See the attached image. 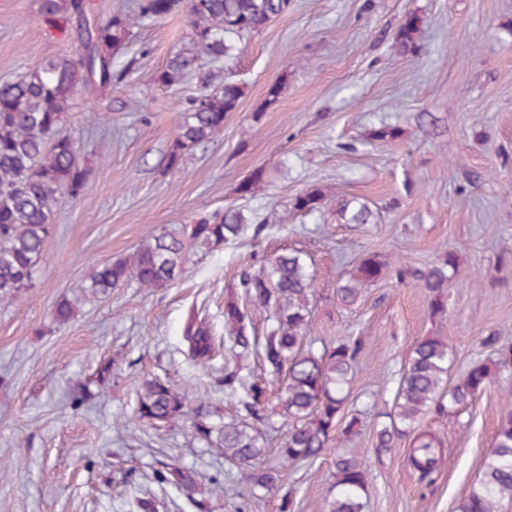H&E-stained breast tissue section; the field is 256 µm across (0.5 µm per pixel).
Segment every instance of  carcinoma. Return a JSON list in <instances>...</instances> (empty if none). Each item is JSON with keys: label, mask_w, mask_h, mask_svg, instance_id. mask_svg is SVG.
Returning a JSON list of instances; mask_svg holds the SVG:
<instances>
[{"label": "carcinoma", "mask_w": 512, "mask_h": 512, "mask_svg": "<svg viewBox=\"0 0 512 512\" xmlns=\"http://www.w3.org/2000/svg\"><path fill=\"white\" fill-rule=\"evenodd\" d=\"M290 7V0H137L136 18L115 14L97 18L92 0H39V14L46 25L61 34L73 22L84 27L80 60L49 58L16 80L0 81V303H9L33 284L51 233L52 218L64 194L81 195L93 170L81 160L82 145L64 130L65 116L79 89L101 92L112 87L115 58L126 49L133 20H154L185 9L192 18L194 35L202 52L215 59L229 58L236 40L259 32ZM421 19L408 16L398 27L399 51L413 52ZM189 63L181 56L170 60L155 75L167 86L184 78ZM210 72L202 78L203 90L188 99L185 117L173 139L167 164L181 165L199 145L224 129V117L234 111L243 95L237 83L221 81ZM324 195L315 189L295 198L293 208L313 215L322 208ZM336 216L343 224H368L369 205L359 198H342ZM254 225L253 239L265 230L257 214L227 208L190 224L164 230L145 239L132 262L115 261L96 267L79 293L64 295L55 303L54 322L65 324L81 299L106 296L130 281L142 288H165L185 270L192 248L210 247L240 238ZM457 273L453 253L441 251L423 268L391 265L377 255L365 257L352 279L336 289V298L352 306L365 288L387 275L400 282H414L425 290L434 318L447 312L445 290ZM239 293L224 304V395L236 401L235 414L226 419L217 407L202 402L190 406L188 395L168 381H145L138 393L136 416L157 427L188 421L192 435L208 448L224 453V460L248 469L244 489L237 492L238 512H250L259 492L270 491L280 481L279 466L313 462L338 436L359 434L360 420L347 417L349 386L364 350L361 337L326 341L308 336V311L314 296V275L308 256L291 250L266 261L257 271L239 274ZM273 312L263 339L253 334L248 308ZM183 338L187 357L206 366L217 348L211 324L200 315L187 320ZM258 350L266 370L278 380L277 401L288 418V433L274 449L278 464L265 462L267 448L259 429L271 424L269 391L263 378L241 374L239 359ZM454 351L441 336L420 337L399 378L391 426L375 434V448L392 447L394 437L426 413L455 414L471 405L493 382L495 372L484 361L466 366L450 380ZM446 454L444 440L435 433L413 437L408 463L427 485L441 469ZM152 480L193 496L200 493L193 470L165 463L153 470ZM370 474L357 457L336 452V494L328 512H365ZM512 500V409L501 420L494 448L486 455L481 478L469 489L457 512H496L504 499Z\"/></svg>", "instance_id": "obj_1"}]
</instances>
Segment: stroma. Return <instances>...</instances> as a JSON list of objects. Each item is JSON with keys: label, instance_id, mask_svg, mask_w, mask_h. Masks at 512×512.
<instances>
[{"label": "stroma", "instance_id": "obj_1", "mask_svg": "<svg viewBox=\"0 0 512 512\" xmlns=\"http://www.w3.org/2000/svg\"><path fill=\"white\" fill-rule=\"evenodd\" d=\"M411 14L423 24L416 50L404 54L395 33ZM79 49L77 30L48 34L38 0H0V80L49 57L77 58ZM177 55L194 62L184 81L155 83ZM114 68L121 80L76 96L67 118L93 154L94 174L83 194L60 200L32 287L0 305V512H126L116 483L136 496L170 461L210 488L212 512H236L241 468L193 439L187 423L156 429L139 421L137 391L159 376L231 416L215 384L223 353L204 368L183 354L187 315L198 310L223 331L239 270L290 250L312 260L311 336L364 339L347 406L360 433L341 448L370 472L367 512H455L512 402V362L504 359L512 352V0H292L216 62L181 10L133 27ZM208 70L240 84L243 96L222 133L167 167L184 103ZM384 126L399 138L373 140ZM248 181L253 190L241 195ZM317 188L327 207L294 212L295 198ZM352 196L368 202L371 223H337L332 204ZM242 205L266 224L259 240L195 249L168 287L126 284L80 306L68 323L54 322L56 299L98 265L131 258L172 225ZM443 249L457 253L459 266L444 317L430 316L421 288L391 277L354 306L338 304L337 285L364 257L421 268ZM429 334L453 347V373L475 360L499 369L457 416L431 412L416 424L447 443L446 462L425 487L407 463L411 435L380 453L374 433L389 421L415 340ZM488 336L496 347L484 346ZM107 361L110 382L96 386ZM78 381L92 383L93 395L77 409L70 394ZM335 455L283 467L277 490L252 512H279L286 493L293 512H327Z\"/></svg>", "mask_w": 512, "mask_h": 512}]
</instances>
